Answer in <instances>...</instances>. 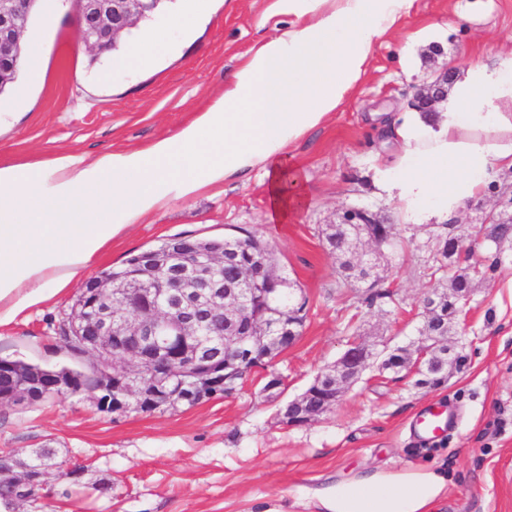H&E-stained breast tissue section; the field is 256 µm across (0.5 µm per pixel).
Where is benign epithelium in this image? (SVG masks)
Listing matches in <instances>:
<instances>
[{
    "label": "benign epithelium",
    "instance_id": "obj_1",
    "mask_svg": "<svg viewBox=\"0 0 512 512\" xmlns=\"http://www.w3.org/2000/svg\"><path fill=\"white\" fill-rule=\"evenodd\" d=\"M35 0H0V84L7 81L23 58L24 36ZM159 0H74L81 39L94 55L118 46L127 31L135 27ZM451 68L414 91L411 105L418 112H437L448 98ZM360 228L340 226V246L352 255L355 269L363 279L374 277L376 260L383 255L388 240L377 238L365 225L377 220L366 209H358ZM477 244L459 240L458 259L468 261L480 273ZM133 271L117 277H96L81 292L71 324L66 326L68 341L84 344V355L94 366L112 370L121 377L118 385L100 392L97 404L106 410L120 411L130 400L149 399L163 405L171 399V383L195 389L203 386L208 397L224 395L225 368L278 336L294 343L298 326L283 322L265 323L253 319L249 309L257 290L248 280L224 287V252L183 254L172 248L164 255L143 250L134 254ZM281 280L263 290L270 308L280 307ZM94 333L84 340L86 331ZM388 346L378 350L352 338L336 363L325 367L316 384L327 382L324 409L340 401L347 388L358 382L365 368L389 369L384 360ZM81 388L70 380L52 375L39 377L26 386H12L0 392V403L25 405L34 397L44 400L77 394ZM42 475L30 469L22 473L0 470V482H20L38 486Z\"/></svg>",
    "mask_w": 512,
    "mask_h": 512
}]
</instances>
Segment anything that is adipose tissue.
<instances>
[{
	"label": "adipose tissue",
	"instance_id": "1",
	"mask_svg": "<svg viewBox=\"0 0 512 512\" xmlns=\"http://www.w3.org/2000/svg\"><path fill=\"white\" fill-rule=\"evenodd\" d=\"M412 0H277L292 27L250 53L223 93L174 136L86 162L62 154L0 164V326L88 273L112 240L161 206L262 170L272 212L303 200L284 191L287 149L357 91L374 46ZM392 147L375 182L404 223L451 220L512 170V58L460 66L442 112H382ZM448 474L379 467L312 490L319 512H437Z\"/></svg>",
	"mask_w": 512,
	"mask_h": 512
}]
</instances>
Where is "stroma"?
<instances>
[{
    "label": "stroma",
    "instance_id": "stroma-1",
    "mask_svg": "<svg viewBox=\"0 0 512 512\" xmlns=\"http://www.w3.org/2000/svg\"><path fill=\"white\" fill-rule=\"evenodd\" d=\"M175 11L196 16L191 30L168 26ZM275 0H172L146 25L165 31L167 49L148 69L106 58L90 64L71 0L39 8L26 35L42 72L22 69L0 95V159L42 160L78 154L86 161L118 149H138L175 135L224 91V82L251 49L287 29ZM442 53L429 60L431 47ZM512 56V0H413L401 28L379 41L357 93L283 159L304 201L276 222L261 171L253 170L193 198L169 196L162 207L114 241L98 271L174 236L221 238L249 230L264 239L306 318L299 339L268 369H255L230 394L154 413L99 411L86 394L26 407L0 403V450L29 462L55 449L35 504L16 512H315L306 497L325 476L358 468L432 465L447 470L448 497L439 512H512V252L493 278L478 282L448 343L466 361L438 388L411 370H370L316 420L290 426L279 407L360 337L378 347L417 349L422 299L447 285L427 267L438 224L401 223L380 194L373 168L383 146L367 117L408 112L415 88L435 66L458 68L477 59ZM112 79L99 81L102 67ZM366 208L396 225L398 245L379 272L394 300L368 305L365 291L338 272L323 245L326 225L350 208ZM65 290L44 306L0 328V358L90 370L73 356L60 328L80 294ZM283 379L280 395L264 391L266 370ZM455 403L461 418L450 431L420 442L412 426L431 403ZM79 466V481L61 470ZM105 482L108 492L95 491Z\"/></svg>",
    "mask_w": 512,
    "mask_h": 512
}]
</instances>
